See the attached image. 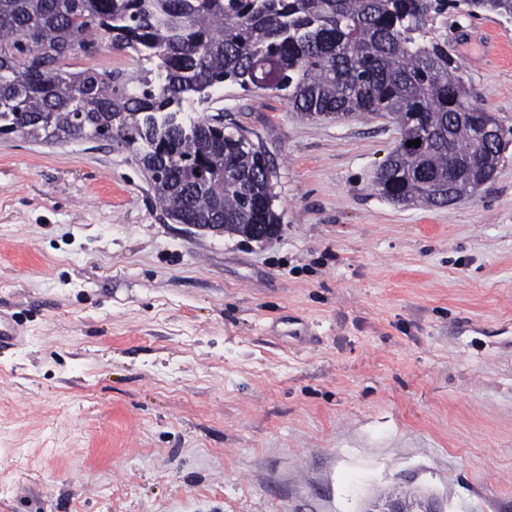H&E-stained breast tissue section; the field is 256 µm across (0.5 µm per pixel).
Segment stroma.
Wrapping results in <instances>:
<instances>
[{"mask_svg":"<svg viewBox=\"0 0 512 512\" xmlns=\"http://www.w3.org/2000/svg\"><path fill=\"white\" fill-rule=\"evenodd\" d=\"M448 45L511 134L447 207L377 192L393 120L231 84L189 109L273 158L263 241L168 220L133 150L0 137V512H512V25Z\"/></svg>","mask_w":512,"mask_h":512,"instance_id":"obj_1","label":"stroma"}]
</instances>
